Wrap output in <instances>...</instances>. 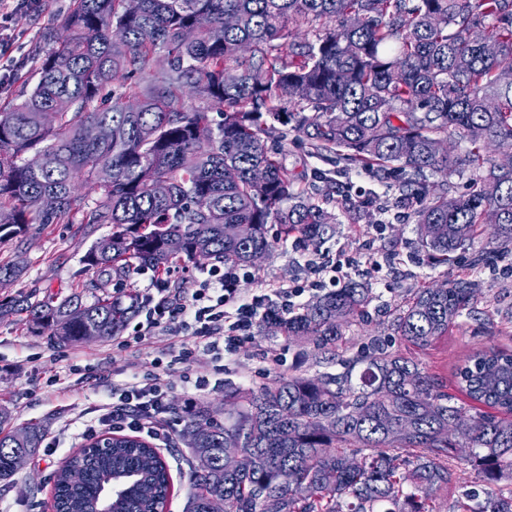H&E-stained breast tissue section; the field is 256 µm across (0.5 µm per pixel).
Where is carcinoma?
<instances>
[{"instance_id": "cac0c4a2", "label": "carcinoma", "mask_w": 512, "mask_h": 512, "mask_svg": "<svg viewBox=\"0 0 512 512\" xmlns=\"http://www.w3.org/2000/svg\"><path fill=\"white\" fill-rule=\"evenodd\" d=\"M237 22L224 26V16ZM481 26L489 52L469 40ZM64 42L50 31L39 78L29 94L0 112V233L27 238L49 224H109V250L96 241L87 269L128 277L164 271L188 260L250 265L256 250L272 254L300 238L311 247L335 233L336 218L297 184L278 154L294 131L319 155L361 170L397 174L400 202L417 199L422 246L454 260L482 230V215H498L499 249L512 251V155L494 159L491 146L512 143V0H74ZM163 70L150 69L155 58ZM188 91L202 100L184 101ZM494 99L498 110L484 103ZM43 112L56 124L45 126ZM106 135L89 140L85 125ZM201 124L211 137L200 142ZM468 146L450 155L432 151L441 135ZM280 147L270 149L265 140ZM112 181L98 180L99 168ZM262 166L265 182L251 172ZM435 172L470 175L476 189H428ZM82 179L98 194L73 209ZM211 206L199 210L197 197ZM57 200L54 210L42 199ZM248 224L245 240L224 225ZM277 226L275 236L267 225ZM183 248L171 252L169 238ZM18 260L0 263V279H18ZM470 277L445 288L416 289L391 324L425 348L448 336L474 299ZM371 289L351 281L318 296L302 311L271 317L266 326L304 340L314 356L336 353L357 323L368 322ZM123 296L91 303L83 292L59 297L18 295L0 300V317L26 313L31 332L62 346L95 334L107 342L135 313ZM344 371L282 377L259 389L228 387L220 422L201 402L169 413L209 433L187 443V512H441L438 493L455 485L466 461L482 475L483 495L459 494L456 512H512V350L479 349L455 367L458 391L492 409L470 412L454 402L439 375L385 346L341 362ZM465 427L471 451L461 457L442 436L448 420ZM45 426L30 423L0 433V483L15 475L14 457L41 447ZM232 438L240 470L224 473ZM286 468L294 485L279 489ZM82 474L79 482L70 471ZM55 512H96L102 487L122 490L109 512H148L171 489L166 464L150 443L115 435L109 450L87 447L54 475Z\"/></svg>"}]
</instances>
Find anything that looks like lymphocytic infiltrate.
<instances>
[{
  "label": "lymphocytic infiltrate",
  "instance_id": "f902f5d3",
  "mask_svg": "<svg viewBox=\"0 0 512 512\" xmlns=\"http://www.w3.org/2000/svg\"><path fill=\"white\" fill-rule=\"evenodd\" d=\"M196 272L197 287L188 297L168 296L166 272H153L149 291L140 296L142 319L132 330L138 342L185 335V342L170 349L177 363L188 362L192 347L215 336L224 340V355H235L255 326L269 316L291 314L295 298L304 292L303 286L283 285L253 294L246 302L240 286L254 277L247 267L234 263L201 265ZM166 394L167 388L157 375L113 389L112 400L102 406L97 425L86 426L83 437H95L102 428L127 429L153 440L155 447L168 448L172 424L167 417Z\"/></svg>",
  "mask_w": 512,
  "mask_h": 512
}]
</instances>
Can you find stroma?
Instances as JSON below:
<instances>
[{"label": "stroma", "mask_w": 512, "mask_h": 512, "mask_svg": "<svg viewBox=\"0 0 512 512\" xmlns=\"http://www.w3.org/2000/svg\"><path fill=\"white\" fill-rule=\"evenodd\" d=\"M73 0H41L39 14L13 15L9 26L12 43L0 53V64L11 75L0 86V110L18 102L22 92L37 80L40 59L46 49L43 32L62 31ZM283 162L298 175L323 208L336 217V232L319 249L295 241L280 244L243 283V294L282 283L316 280L325 259L343 254L350 264L349 278L369 284L373 300L368 322L351 327L339 357H353L370 350L374 339L388 341L430 372L450 376L453 366L472 351L489 345L512 349V253L502 254L494 268L474 275L475 300L469 314L448 335L429 347L418 348L391 335L389 321L406 303L412 289L441 285L469 272L472 252L494 249L491 226H484L468 251L455 264L438 265L422 247L417 226L408 208L398 202L393 178L357 170H337L335 164L313 154L305 137L289 132ZM106 224H51L28 239L0 240V261L24 259L23 275L6 288L9 296L38 291L64 296L95 277L81 262L88 248L110 234ZM98 280V279H95ZM95 296L138 292L147 278L135 272L122 282L103 278ZM172 339L157 337L154 343L120 350L112 342L58 347L47 336L27 330L25 314L0 318V406L9 407L13 427L31 421L45 424L47 435L28 465L19 470L10 486L0 485V512H52L54 474L62 462L83 447L82 439L66 436L75 420L96 421L98 408L109 400L113 387L132 377L157 372L168 387L167 399L179 406L196 400L221 410L228 387L259 388L292 374L312 377L339 372L337 359L317 363L308 343L288 340L255 327L241 349L225 361L223 374L213 367L215 354L205 346L195 348L189 363L172 364L167 351ZM208 373L206 390L194 388L198 373Z\"/></svg>", "instance_id": "obj_1"}]
</instances>
